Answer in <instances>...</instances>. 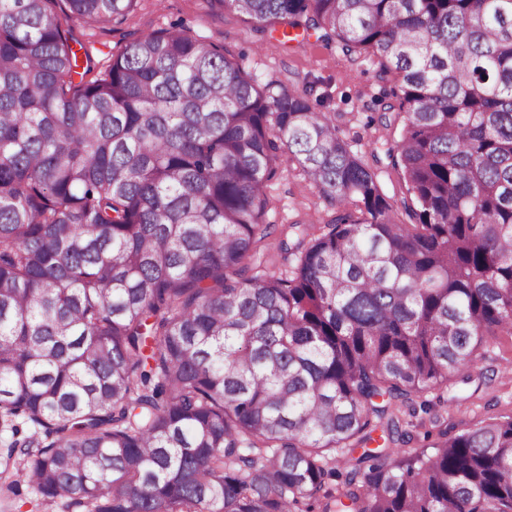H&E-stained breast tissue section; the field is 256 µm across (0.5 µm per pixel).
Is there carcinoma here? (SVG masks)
<instances>
[{
	"mask_svg": "<svg viewBox=\"0 0 512 512\" xmlns=\"http://www.w3.org/2000/svg\"><path fill=\"white\" fill-rule=\"evenodd\" d=\"M54 2L0 0V431L27 449L7 489L85 512H512V415L389 445L512 336V0H211L398 76L401 214L308 93L175 28L94 76L69 22L138 0ZM286 154L336 216L288 225L245 278Z\"/></svg>",
	"mask_w": 512,
	"mask_h": 512,
	"instance_id": "cac0c4a2",
	"label": "carcinoma"
}]
</instances>
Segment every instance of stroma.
<instances>
[{
    "instance_id": "35a3bbf8",
    "label": "stroma",
    "mask_w": 512,
    "mask_h": 512,
    "mask_svg": "<svg viewBox=\"0 0 512 512\" xmlns=\"http://www.w3.org/2000/svg\"><path fill=\"white\" fill-rule=\"evenodd\" d=\"M179 26L188 34L233 48L244 70L261 83L284 85L292 92H309L316 111L328 113L351 149L374 172L378 185L394 208H401L408 193L402 173L387 156L399 140L401 125L385 128L375 123L378 100L390 90L377 76L368 56L348 61L340 50L323 48L315 41L284 42L280 33L258 31L254 24L229 10L212 8L210 0H139L127 20L105 26H86L72 20L74 36L91 48L98 70H105L119 53L144 32ZM265 223L273 234L247 261V275L270 265L278 236L290 224L318 230L335 213L317 190L292 164L266 189ZM491 356L494 377L480 389L463 386L455 394L460 404L448 410V423L461 430L494 415L512 413V338L500 337Z\"/></svg>"
}]
</instances>
